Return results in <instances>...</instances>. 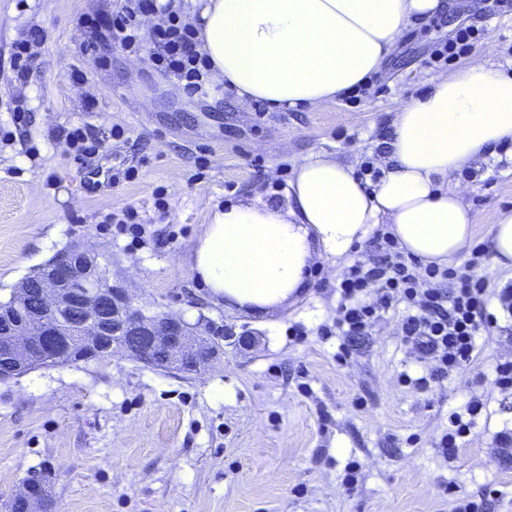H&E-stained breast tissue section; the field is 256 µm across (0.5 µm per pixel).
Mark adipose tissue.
Instances as JSON below:
<instances>
[{"instance_id":"obj_1","label":"adipose tissue","mask_w":512,"mask_h":512,"mask_svg":"<svg viewBox=\"0 0 512 512\" xmlns=\"http://www.w3.org/2000/svg\"><path fill=\"white\" fill-rule=\"evenodd\" d=\"M198 50L241 106L314 107L379 71L405 34L445 0H201ZM384 174L365 189L351 164L325 153L298 163L288 204L225 205L187 263L226 307L271 314L307 286L314 264L340 258L387 225L423 263L460 259L472 235L453 177L512 139V75L476 58L431 81L395 114Z\"/></svg>"}]
</instances>
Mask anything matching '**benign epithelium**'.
Masks as SVG:
<instances>
[{
  "label": "benign epithelium",
  "mask_w": 512,
  "mask_h": 512,
  "mask_svg": "<svg viewBox=\"0 0 512 512\" xmlns=\"http://www.w3.org/2000/svg\"><path fill=\"white\" fill-rule=\"evenodd\" d=\"M96 260L80 245L59 252L43 268L46 287L36 307L30 306L26 279L10 307L0 309V380L73 358L108 359L117 350L189 374L216 360L218 341L194 332L177 315L145 314L133 306L127 289L90 274ZM48 492L45 482L31 475L8 504L21 500L26 512H49Z\"/></svg>",
  "instance_id": "1"
}]
</instances>
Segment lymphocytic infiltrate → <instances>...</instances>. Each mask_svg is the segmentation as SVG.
I'll return each mask as SVG.
<instances>
[{"mask_svg":"<svg viewBox=\"0 0 512 512\" xmlns=\"http://www.w3.org/2000/svg\"><path fill=\"white\" fill-rule=\"evenodd\" d=\"M151 15L159 16V23L143 30V18ZM79 23L89 32L90 46L99 51L100 62H107L110 47L134 55L145 53L155 70L182 83L190 95H209V62L197 50L196 23L167 0H121L111 18L86 13L80 15ZM480 36L475 26L457 25L447 39L433 45L429 65L460 58ZM372 248L371 257L354 260L337 279L336 319L319 329L320 335L338 336L342 356H349L354 344L370 335L380 317L401 310L399 334L423 365L421 375L406 374L402 380L425 391L478 360L480 339L497 329L500 318H512V283L500 288L481 274L487 260L484 244H475L464 265L457 268L423 264L403 251L382 226L373 233ZM486 405L485 399L473 396L450 413L440 440L446 461L456 458Z\"/></svg>","mask_w":512,"mask_h":512,"instance_id":"lymphocytic-infiltrate-1","label":"lymphocytic infiltrate"}]
</instances>
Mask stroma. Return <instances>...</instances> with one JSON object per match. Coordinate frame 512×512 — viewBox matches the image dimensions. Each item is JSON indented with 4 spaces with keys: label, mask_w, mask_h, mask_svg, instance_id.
I'll use <instances>...</instances> for the list:
<instances>
[{
    "label": "stroma",
    "mask_w": 512,
    "mask_h": 512,
    "mask_svg": "<svg viewBox=\"0 0 512 512\" xmlns=\"http://www.w3.org/2000/svg\"><path fill=\"white\" fill-rule=\"evenodd\" d=\"M119 4L0 0V302L81 244L144 311L211 330L223 352L198 375L117 353L0 382V501L48 471L55 512H451L456 499L488 487L498 491L488 512H512V447L494 445L512 430V391L492 383L512 334L494 333L476 363L419 394L399 381L417 363L396 334V312L344 361L336 337L316 333L336 317L330 282L367 243L318 265L327 287L307 288L271 315L225 308L186 264L212 207L269 201L273 182L292 180L316 153L356 167L372 157L398 109L462 67L425 64L448 29L409 25L368 99L262 110L239 106L224 88L189 95L144 55L113 49L98 65L77 19ZM484 5L453 0L456 20L481 29L474 55L491 47L507 64L512 12L490 17ZM34 34L40 57L21 79L13 45ZM83 126L98 130L101 145L80 158L57 132ZM474 166L479 176L459 186L473 239L486 243L512 210V143ZM91 171L120 178L86 191ZM298 323L306 337L290 336ZM473 393L487 408L445 461L438 443L448 415ZM352 460L362 471L349 488L342 476Z\"/></svg>",
    "instance_id": "35a3bbf8"
}]
</instances>
